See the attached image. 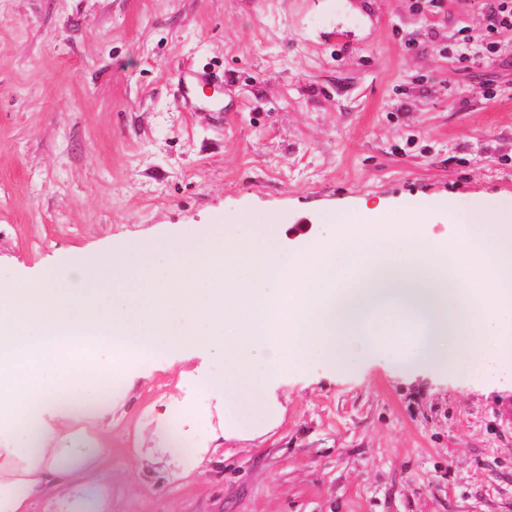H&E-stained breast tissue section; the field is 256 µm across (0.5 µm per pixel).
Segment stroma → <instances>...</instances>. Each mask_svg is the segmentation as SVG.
<instances>
[{"mask_svg":"<svg viewBox=\"0 0 512 512\" xmlns=\"http://www.w3.org/2000/svg\"><path fill=\"white\" fill-rule=\"evenodd\" d=\"M413 2L0 0V287L200 224L278 225L288 254L338 210L512 197V34L464 52L479 0ZM417 342L284 372L244 436L223 357L100 350L106 419L53 424L92 472L30 512H512V366L404 365ZM176 411L200 447L166 443Z\"/></svg>","mask_w":512,"mask_h":512,"instance_id":"35a3bbf8","label":"stroma"}]
</instances>
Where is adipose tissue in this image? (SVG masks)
Masks as SVG:
<instances>
[{
	"label": "adipose tissue",
	"instance_id": "1",
	"mask_svg": "<svg viewBox=\"0 0 512 512\" xmlns=\"http://www.w3.org/2000/svg\"><path fill=\"white\" fill-rule=\"evenodd\" d=\"M450 237L431 239L429 202H410L396 222L338 211L327 232L281 256L275 224H203L134 249L49 268L38 280L0 289V387L20 438L0 450V471L25 463L12 512L55 480H73L79 448H53L42 409L71 417L70 394L102 370L82 355L109 347L117 357L175 360L191 351L224 358L211 384L224 398L230 432L268 417L266 380L312 360L354 371L377 346L378 330L421 334L419 365L445 371L491 357L512 363V199L493 208L441 205ZM170 259L157 275L145 256ZM185 317L176 326V317ZM472 334L460 339V320Z\"/></svg>",
	"mask_w": 512,
	"mask_h": 512
}]
</instances>
